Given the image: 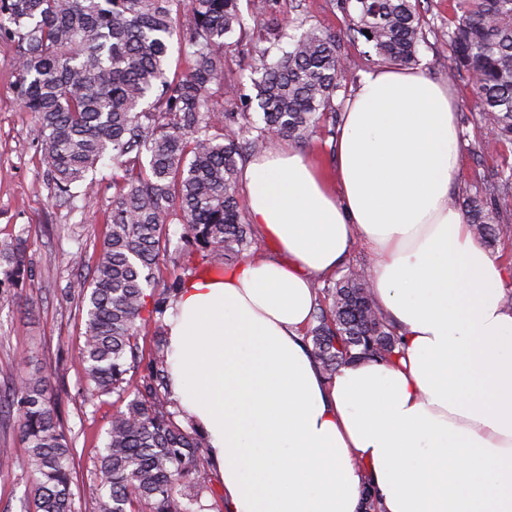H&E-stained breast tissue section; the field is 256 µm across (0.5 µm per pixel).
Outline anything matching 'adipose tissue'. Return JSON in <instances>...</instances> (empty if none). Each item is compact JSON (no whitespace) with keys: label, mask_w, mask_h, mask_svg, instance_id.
<instances>
[{"label":"adipose tissue","mask_w":512,"mask_h":512,"mask_svg":"<svg viewBox=\"0 0 512 512\" xmlns=\"http://www.w3.org/2000/svg\"><path fill=\"white\" fill-rule=\"evenodd\" d=\"M455 97L381 67L346 101L334 175L277 145L248 161L273 251L188 279L166 315L172 399L201 429L226 512H512V270L449 199ZM403 339L326 376L312 286L357 244Z\"/></svg>","instance_id":"adipose-tissue-1"}]
</instances>
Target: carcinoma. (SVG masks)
<instances>
[{
    "mask_svg": "<svg viewBox=\"0 0 512 512\" xmlns=\"http://www.w3.org/2000/svg\"><path fill=\"white\" fill-rule=\"evenodd\" d=\"M421 0H338L356 13L350 31L380 63L417 61L425 40ZM441 37L449 45L448 78L471 83L479 121L494 143L512 144V0H454ZM241 26L239 0H0V39L17 44L16 90L33 114L47 176L61 199L97 193L98 164L112 161V208L91 277L76 279L85 302L78 347L90 395L116 396L97 454L101 492L91 512H222L212 492L206 443L190 419L169 410L166 337L144 355L141 331L159 322L183 280L156 276L169 247V225L208 263L229 264L253 243L240 206L239 173L275 139L308 144L324 117L336 125L333 99L344 71L336 35L311 24L274 62L253 56L255 98H244L225 73ZM369 34H364V31ZM177 37L186 72L170 73ZM225 99L232 109L217 111ZM261 120L248 111L252 101ZM493 206L462 188L468 223L490 248L512 230V167L492 188ZM0 270L15 282L26 261L17 243L0 246ZM315 305L304 341L327 376L346 364L399 356L401 337L377 306L362 268L313 286ZM27 448L30 482L21 512H81L73 490L76 449L60 422L46 371L19 370L0 398Z\"/></svg>",
    "mask_w": 512,
    "mask_h": 512,
    "instance_id": "1",
    "label": "carcinoma"
}]
</instances>
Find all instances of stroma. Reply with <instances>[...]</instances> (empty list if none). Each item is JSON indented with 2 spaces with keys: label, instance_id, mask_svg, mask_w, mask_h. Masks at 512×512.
<instances>
[{
  "label": "stroma",
  "instance_id": "stroma-1",
  "mask_svg": "<svg viewBox=\"0 0 512 512\" xmlns=\"http://www.w3.org/2000/svg\"><path fill=\"white\" fill-rule=\"evenodd\" d=\"M259 0H240L239 7L248 37L228 53L226 67L238 79L241 91L254 95L252 51L265 37ZM287 25L269 57L277 59L288 49L300 24H315L335 32L345 62L342 88L335 104L343 106L362 76L377 68L363 39L352 38L353 12L332 6L330 0H302L292 8L280 0ZM420 9L432 32L420 45L417 64L435 80L448 83L457 100L461 168L455 187H468L471 195L485 196L501 169L512 165V145H487L488 133L475 120L476 101L468 75L448 77V59L436 43V31L447 27L451 0H421ZM16 47L0 40V241H22L30 272L8 298L0 299V393L8 392L22 358L32 366L55 370L52 386L62 409V421L77 448L76 503L91 506L100 483L96 455L116 413L114 396L89 399L83 383V367L77 358L82 342L85 308L71 296L69 286L79 275L93 269L107 228L104 219L112 207V168H100L102 182L87 200L56 199L47 180L46 166L33 137V116L23 107L15 88ZM0 448L12 449L16 462L0 470V512H17L18 499L29 482L25 451L12 422H0Z\"/></svg>",
  "mask_w": 512,
  "mask_h": 512
}]
</instances>
